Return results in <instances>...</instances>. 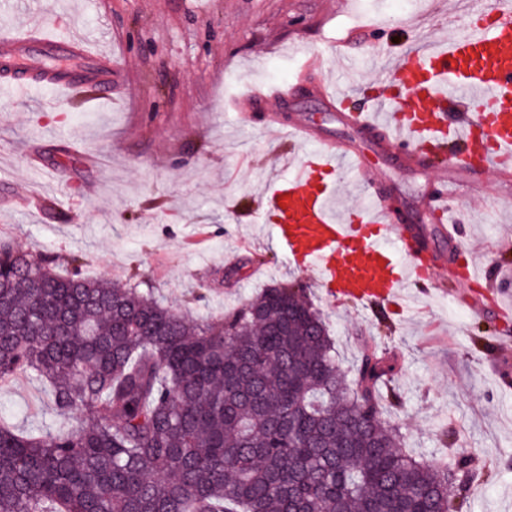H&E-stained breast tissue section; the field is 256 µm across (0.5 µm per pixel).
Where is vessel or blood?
I'll list each match as a JSON object with an SVG mask.
<instances>
[{
  "instance_id": "1",
  "label": "vessel or blood",
  "mask_w": 512,
  "mask_h": 512,
  "mask_svg": "<svg viewBox=\"0 0 512 512\" xmlns=\"http://www.w3.org/2000/svg\"><path fill=\"white\" fill-rule=\"evenodd\" d=\"M466 14L470 23L462 35L426 43L412 61L402 62L413 109L389 119L395 129L384 150L390 163L420 164L412 148L424 140L460 145L464 159L485 171L512 158V0H468ZM0 72L11 75L17 93L48 88L64 98L90 80L97 102L112 100L124 76L89 38L60 34L45 15L0 34ZM287 98L284 91L270 96L255 90L240 108H271ZM469 99L480 101L482 112H460ZM287 129L318 144L261 199L263 221L289 260L316 270L328 288L361 307L393 303L409 282L423 287L419 266L401 260L390 245L407 228L382 197L341 216L334 210L343 168L373 180L363 157L336 140L316 139L309 124L292 121ZM341 157L346 167L338 166Z\"/></svg>"
}]
</instances>
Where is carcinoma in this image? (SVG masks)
<instances>
[{
	"label": "carcinoma",
	"mask_w": 512,
	"mask_h": 512,
	"mask_svg": "<svg viewBox=\"0 0 512 512\" xmlns=\"http://www.w3.org/2000/svg\"><path fill=\"white\" fill-rule=\"evenodd\" d=\"M393 371L367 349L346 377L298 288L198 323L0 240V381L48 383L58 418L0 417V512H450L448 481L485 464L407 452L381 403Z\"/></svg>",
	"instance_id": "obj_1"
}]
</instances>
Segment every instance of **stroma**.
Here are the masks:
<instances>
[{
	"label": "stroma",
	"instance_id": "1",
	"mask_svg": "<svg viewBox=\"0 0 512 512\" xmlns=\"http://www.w3.org/2000/svg\"><path fill=\"white\" fill-rule=\"evenodd\" d=\"M46 9L62 31L101 32L97 47L125 80L99 106L48 89L17 96L0 80V238L56 269L81 254L88 278L139 272L193 319H220L275 282L303 288L343 371L366 347L395 357L394 420L410 453L433 463L480 452L485 475L457 512H512V320L493 315L512 306V160L502 174L454 158L434 169L388 164L322 96L330 84L348 92L383 79L385 59L412 51L419 29L448 39L464 31V15H449L448 0H420L414 14L388 0H0V30ZM290 84L280 108L238 120L246 94ZM295 117L357 145L380 172L372 186L344 174L336 210L393 193L431 233L447 196L463 247L455 262L474 259L488 279L453 278L433 261L427 289H403L397 312L350 304L317 272L291 268L257 202L283 157L307 151L278 129ZM0 416L52 424L47 388L23 377L0 385Z\"/></svg>",
	"mask_w": 512,
	"mask_h": 512
}]
</instances>
